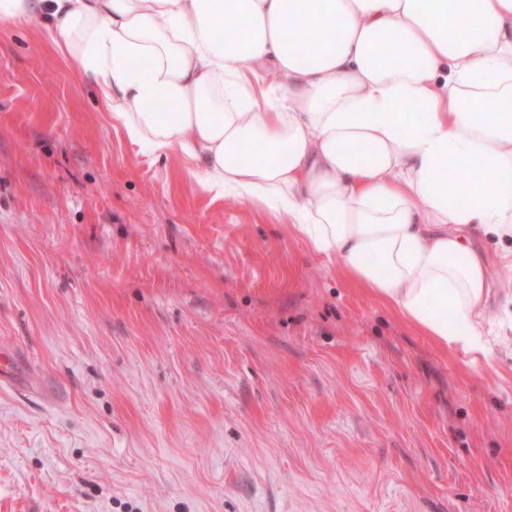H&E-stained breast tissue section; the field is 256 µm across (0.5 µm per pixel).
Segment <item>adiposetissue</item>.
<instances>
[{
    "label": "adipose tissue",
    "instance_id": "1",
    "mask_svg": "<svg viewBox=\"0 0 512 512\" xmlns=\"http://www.w3.org/2000/svg\"><path fill=\"white\" fill-rule=\"evenodd\" d=\"M33 21L129 143L283 212L440 349H488L512 0H0V23Z\"/></svg>",
    "mask_w": 512,
    "mask_h": 512
}]
</instances>
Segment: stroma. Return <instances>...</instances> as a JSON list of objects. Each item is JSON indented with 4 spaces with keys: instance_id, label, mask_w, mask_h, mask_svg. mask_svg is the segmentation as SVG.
<instances>
[{
    "instance_id": "35a3bbf8",
    "label": "stroma",
    "mask_w": 512,
    "mask_h": 512,
    "mask_svg": "<svg viewBox=\"0 0 512 512\" xmlns=\"http://www.w3.org/2000/svg\"><path fill=\"white\" fill-rule=\"evenodd\" d=\"M79 69L0 27V512H512V236L442 351Z\"/></svg>"
}]
</instances>
